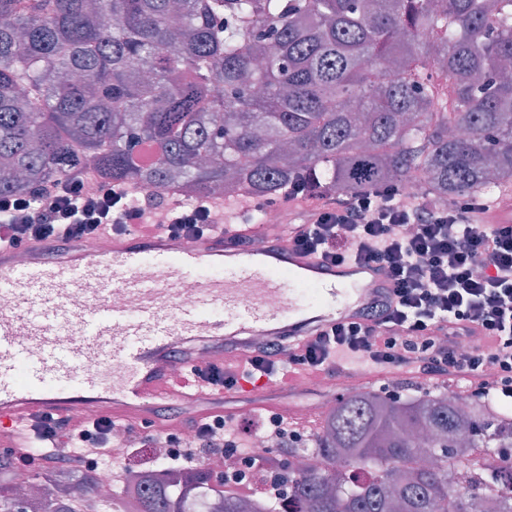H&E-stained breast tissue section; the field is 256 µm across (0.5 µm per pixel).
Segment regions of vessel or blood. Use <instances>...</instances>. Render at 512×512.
<instances>
[{"mask_svg": "<svg viewBox=\"0 0 512 512\" xmlns=\"http://www.w3.org/2000/svg\"><path fill=\"white\" fill-rule=\"evenodd\" d=\"M104 242L0 246V446L15 447V431L46 413L145 421L170 398L215 413L192 363L174 373L175 347L203 342L221 361L252 336L292 339L361 319L388 287L376 265L331 264L284 240L240 249L143 230ZM190 280L195 298L183 306Z\"/></svg>", "mask_w": 512, "mask_h": 512, "instance_id": "b4317fda", "label": "vessel or blood"}]
</instances>
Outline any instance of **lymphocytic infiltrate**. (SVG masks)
Instances as JSON below:
<instances>
[{
	"instance_id": "f902f5d3",
	"label": "lymphocytic infiltrate",
	"mask_w": 512,
	"mask_h": 512,
	"mask_svg": "<svg viewBox=\"0 0 512 512\" xmlns=\"http://www.w3.org/2000/svg\"><path fill=\"white\" fill-rule=\"evenodd\" d=\"M309 199L304 217L294 220L289 242L330 263L382 266L391 282L360 321L304 337L292 347L274 339L228 364L206 363L199 376L230 394L240 380L293 385L333 373L356 376L360 367L393 374L424 373L463 381L468 394L512 399V224L489 221L493 205L474 196L435 205L399 189L361 194L308 195L296 186L281 198L252 200L249 211L232 214L199 200L193 207L142 201L128 187L102 185L88 195L82 179L52 181L32 199L0 198V242L18 247L31 241L69 244L103 233L154 228L184 240L223 237L234 246L279 233H241L255 213H287L291 202ZM112 421L89 419L72 425L43 416L25 430L27 447L45 463H80L84 456L109 455ZM223 433L224 447H244V420L212 415L194 433L207 439Z\"/></svg>"
}]
</instances>
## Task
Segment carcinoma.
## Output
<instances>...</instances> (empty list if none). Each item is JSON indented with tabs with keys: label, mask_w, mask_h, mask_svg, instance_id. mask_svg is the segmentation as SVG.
Instances as JSON below:
<instances>
[{
	"label": "carcinoma",
	"mask_w": 512,
	"mask_h": 512,
	"mask_svg": "<svg viewBox=\"0 0 512 512\" xmlns=\"http://www.w3.org/2000/svg\"><path fill=\"white\" fill-rule=\"evenodd\" d=\"M511 65L512 0H0V195L32 196L90 161L105 182L193 201L276 198L313 174L327 192L423 178L438 202L491 200L512 189ZM493 407L342 396L316 444L331 468L272 466L293 512H448L450 499L512 512L504 483L448 480L512 448V416ZM211 477L146 475L139 512H243ZM32 480L43 512H82L96 488L89 473ZM17 483L0 480V512H26Z\"/></svg>",
	"instance_id": "cac0c4a2"
}]
</instances>
